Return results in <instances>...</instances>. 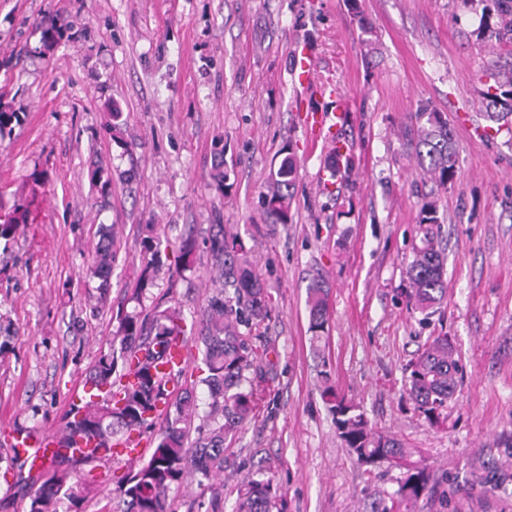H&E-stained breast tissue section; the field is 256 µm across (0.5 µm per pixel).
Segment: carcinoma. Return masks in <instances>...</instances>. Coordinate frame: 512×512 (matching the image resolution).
Returning <instances> with one entry per match:
<instances>
[{"label":"carcinoma","instance_id":"carcinoma-1","mask_svg":"<svg viewBox=\"0 0 512 512\" xmlns=\"http://www.w3.org/2000/svg\"><path fill=\"white\" fill-rule=\"evenodd\" d=\"M485 24L479 39L501 41L512 35V0H480ZM493 84L483 96L486 128L512 135V68L492 65ZM417 129L412 141L426 172L441 185L455 174L454 131L433 114L416 115ZM297 160L286 155L274 174L271 190L264 196V212L270 224H290L291 190L297 178ZM29 204L19 203L14 216L0 222V241H10L19 227L29 223ZM195 238H184L176 269L192 268ZM210 250L220 288L208 297L196 332L197 354L188 355L193 367H182L169 374L164 366L171 359L173 342L188 343L186 324L179 311L157 304L148 313L126 314L89 371L84 386L98 401L73 404L65 412L62 447L71 448L77 440L107 449L126 441L133 432L159 426L148 456L140 459L127 476L116 481L112 502L105 512H172L170 492L193 479L210 490L205 512H224V497L214 480L224 474V442L256 418L259 401L266 396L273 379L274 363L267 352H258L253 340L260 339V325L272 311V300L253 267L249 249L236 235L224 233V225H210ZM115 256L112 252V226H100L87 275L99 280L91 310L98 312L109 302L110 279ZM161 264L159 250L151 252L142 270L139 286L132 297L140 298L141 286ZM409 303L425 312L439 305L446 295L445 261L436 249L430 231L423 246L416 249L409 265ZM330 291L322 279L308 288L309 330L319 344L328 326ZM248 332L243 333L240 327ZM406 390L417 410L430 422L439 421L448 399L461 378V367L454 358V346L447 335L433 337L405 368ZM189 377L191 386L207 387L210 402L201 415L192 392L184 390L172 397L168 385ZM322 394L332 414L339 437L356 462L372 466L383 458L407 461L411 455L399 440L376 431L359 406L336 393L329 384L330 374L321 371ZM15 485L28 498L27 512H82L89 495L112 480L109 468L95 457L74 458L58 453L50 465L36 473L24 474L22 465ZM432 474L412 465L401 486L405 501H415L431 489ZM235 512H288V501L278 485L257 469L244 479Z\"/></svg>","mask_w":512,"mask_h":512}]
</instances>
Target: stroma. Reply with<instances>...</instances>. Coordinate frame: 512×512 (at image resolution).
I'll return each instance as SVG.
<instances>
[{
    "mask_svg": "<svg viewBox=\"0 0 512 512\" xmlns=\"http://www.w3.org/2000/svg\"><path fill=\"white\" fill-rule=\"evenodd\" d=\"M48 14L62 38L47 37ZM482 22L464 0H0V104L21 116L0 140V216L27 198L35 218L0 247V428H61L120 315L160 304L195 320L214 289L208 237L220 224L252 247L273 297L261 330L277 368L216 482L224 512L260 465L288 512H512V139L474 133L483 68L512 58V41L485 45ZM303 47L344 92L351 164L330 192L316 174L332 153L308 147L295 108ZM423 109L455 132L444 186L405 136ZM287 150L293 221L275 229L262 195ZM426 201L448 289L430 316L406 298ZM103 224L112 307L94 315L86 266ZM189 230L195 262L180 274ZM153 239L168 259L136 301ZM316 277L331 298L321 360L307 306ZM441 333L462 377L433 425L405 366ZM323 368L429 467L428 493L403 502L405 467L350 456L321 397Z\"/></svg>",
    "mask_w": 512,
    "mask_h": 512,
    "instance_id": "stroma-1",
    "label": "stroma"
}]
</instances>
